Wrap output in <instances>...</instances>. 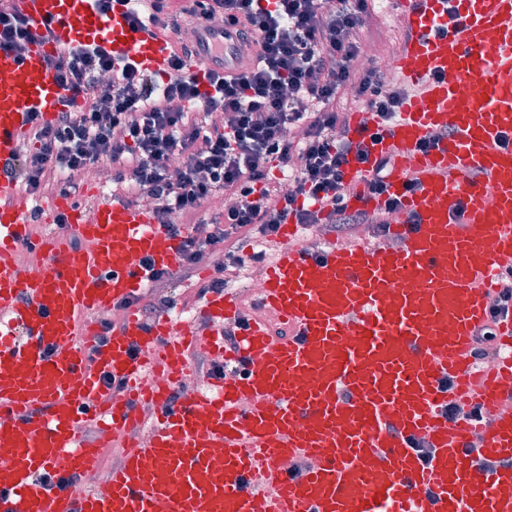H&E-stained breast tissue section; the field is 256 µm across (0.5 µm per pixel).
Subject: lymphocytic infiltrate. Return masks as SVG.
Segmentation results:
<instances>
[{
  "instance_id": "obj_1",
  "label": "lymphocytic infiltrate",
  "mask_w": 512,
  "mask_h": 512,
  "mask_svg": "<svg viewBox=\"0 0 512 512\" xmlns=\"http://www.w3.org/2000/svg\"><path fill=\"white\" fill-rule=\"evenodd\" d=\"M126 19L133 27L152 24L168 39V72L150 73L100 47L57 45L48 66L67 104L53 120L32 116L17 156L1 169L26 193L54 196L75 193L80 175L106 165L118 198L151 200L158 224L182 245L175 268L148 278L156 301L135 299L144 321L176 307L178 283L194 278L205 256L213 258V275L199 282L198 295L223 290L228 273L264 258L245 253L246 243L272 238L286 218L324 225L340 240L358 239L368 224L374 236L389 238L400 207L386 194L389 159L364 178L382 207L351 211L342 203L346 166L367 159L349 136L347 90L384 121L401 104L390 76L364 52L371 0H274L270 8L264 0H150ZM217 20L237 28L249 53L236 74L210 73L205 93L190 34ZM51 36L0 0V50L20 52ZM218 113L225 123L215 122ZM175 156L181 165L174 171ZM276 167L289 170V180L276 178ZM215 197L219 212L202 218Z\"/></svg>"
}]
</instances>
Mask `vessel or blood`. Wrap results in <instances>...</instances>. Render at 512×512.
Masks as SVG:
<instances>
[{"mask_svg":"<svg viewBox=\"0 0 512 512\" xmlns=\"http://www.w3.org/2000/svg\"><path fill=\"white\" fill-rule=\"evenodd\" d=\"M13 2L33 26L51 24L53 41L0 51V164L17 154L32 113L48 120L64 106L47 65L53 43L103 40L144 70L168 68L155 29L127 24L126 0H113L107 20L94 0ZM393 5L410 32L391 57L402 103L385 124L352 113L349 136L368 161L347 166L344 197L351 210L380 207L384 197L365 192L362 178L368 163L391 158L387 195L402 204L393 241L332 240L314 252L303 226L286 221L256 316L244 318L232 293H211L192 319L163 312L147 324L132 308L108 343L75 346V319L96 336L92 314L140 295L143 258L173 268L181 241L150 209L103 195L90 208L57 195L32 212L0 172V306L10 309L0 323V512H512V312L492 317L488 298L512 274V0ZM193 42L205 89L208 72L236 64L237 37L213 28ZM440 130L448 138L421 151ZM37 217L63 218L69 230L31 235ZM25 244L44 256L42 275L19 265ZM271 317L288 336L272 335ZM492 320L493 362L472 374L475 333ZM228 323L237 327L230 351ZM193 348L223 354L226 368L207 389L182 393ZM105 374L121 393L102 384ZM153 396L148 440L123 449L106 489L84 486L100 462L85 423L127 437ZM448 401L479 403L486 416L449 422ZM474 440L497 468L466 459ZM292 460L304 464L294 478ZM58 467L75 478L69 490L39 485Z\"/></svg>","mask_w":512,"mask_h":512,"instance_id":"obj_1","label":"vessel or blood"}]
</instances>
